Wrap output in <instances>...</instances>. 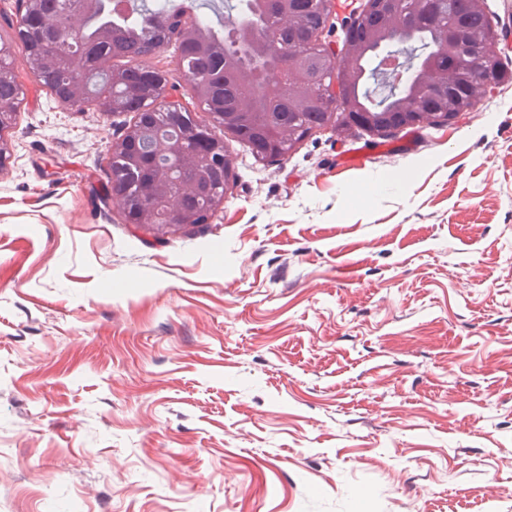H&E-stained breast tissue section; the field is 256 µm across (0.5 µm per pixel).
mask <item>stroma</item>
<instances>
[{
  "label": "stroma",
  "instance_id": "1",
  "mask_svg": "<svg viewBox=\"0 0 512 512\" xmlns=\"http://www.w3.org/2000/svg\"><path fill=\"white\" fill-rule=\"evenodd\" d=\"M485 3L512 69V0ZM143 65L211 124L172 49ZM14 66L0 512H512V77L280 160L217 128L223 204L151 229L106 193L131 113L45 108Z\"/></svg>",
  "mask_w": 512,
  "mask_h": 512
}]
</instances>
